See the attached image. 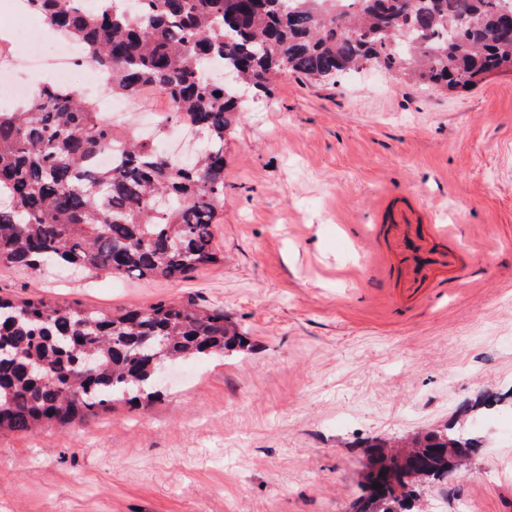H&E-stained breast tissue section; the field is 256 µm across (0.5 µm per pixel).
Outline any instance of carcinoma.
Segmentation results:
<instances>
[{"mask_svg":"<svg viewBox=\"0 0 512 512\" xmlns=\"http://www.w3.org/2000/svg\"><path fill=\"white\" fill-rule=\"evenodd\" d=\"M120 0L90 10L84 0H28L33 12L76 42L112 95L147 93L169 103L161 124L205 134L189 162L163 142L114 130L92 100L44 86L24 104L0 107V265L159 277L178 283L218 260L214 229L224 201V140L244 111L239 86L256 94L277 75L332 79L365 65L421 86H476L512 71V0ZM485 23L464 29L462 20ZM212 61L239 83L208 84ZM120 145L110 169L101 154ZM222 309L159 301L106 314L43 298L0 295V430L80 423L123 401L159 396L161 365L245 346ZM409 483L369 446L364 494L354 512H414L423 484L448 480V448L473 453L445 426L413 441ZM379 488H374V485Z\"/></svg>","mask_w":512,"mask_h":512,"instance_id":"carcinoma-1","label":"carcinoma"}]
</instances>
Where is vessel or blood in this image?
<instances>
[{"mask_svg":"<svg viewBox=\"0 0 512 512\" xmlns=\"http://www.w3.org/2000/svg\"><path fill=\"white\" fill-rule=\"evenodd\" d=\"M370 237L374 243L390 244L398 262L386 266L385 275L408 292L417 293L433 282L444 288L458 285L465 260L447 225L424 223L408 204L388 200L370 229Z\"/></svg>","mask_w":512,"mask_h":512,"instance_id":"b4317fda","label":"vessel or blood"}]
</instances>
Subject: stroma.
<instances>
[{"label":"stroma","instance_id":"stroma-1","mask_svg":"<svg viewBox=\"0 0 512 512\" xmlns=\"http://www.w3.org/2000/svg\"><path fill=\"white\" fill-rule=\"evenodd\" d=\"M224 154L219 260L192 278L0 267L4 296L193 302L250 342L177 365L147 408L0 432V512H352L367 444L446 422L480 448L421 512H512V72L277 77ZM389 197L450 225L477 276L400 301L367 241Z\"/></svg>","mask_w":512,"mask_h":512}]
</instances>
